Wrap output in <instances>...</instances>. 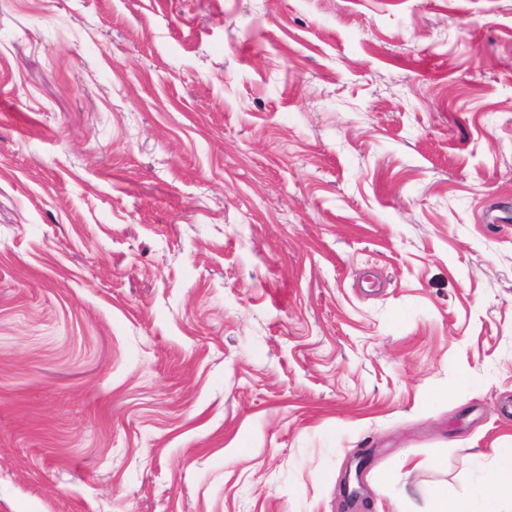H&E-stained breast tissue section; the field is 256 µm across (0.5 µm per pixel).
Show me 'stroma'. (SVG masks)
Instances as JSON below:
<instances>
[{"label":"stroma","instance_id":"obj_1","mask_svg":"<svg viewBox=\"0 0 512 512\" xmlns=\"http://www.w3.org/2000/svg\"><path fill=\"white\" fill-rule=\"evenodd\" d=\"M512 442V0H0V512H425Z\"/></svg>","mask_w":512,"mask_h":512}]
</instances>
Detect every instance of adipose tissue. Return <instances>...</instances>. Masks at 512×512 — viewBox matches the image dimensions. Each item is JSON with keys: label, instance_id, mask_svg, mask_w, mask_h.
Instances as JSON below:
<instances>
[{"label": "adipose tissue", "instance_id": "obj_1", "mask_svg": "<svg viewBox=\"0 0 512 512\" xmlns=\"http://www.w3.org/2000/svg\"><path fill=\"white\" fill-rule=\"evenodd\" d=\"M428 503V512H512V444L495 449L491 471L467 493L452 495L435 486Z\"/></svg>", "mask_w": 512, "mask_h": 512}]
</instances>
